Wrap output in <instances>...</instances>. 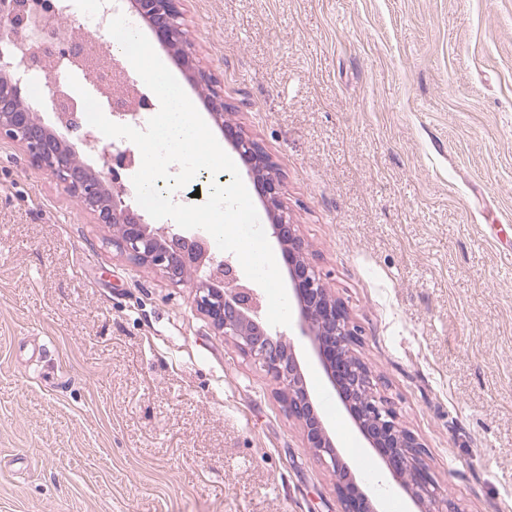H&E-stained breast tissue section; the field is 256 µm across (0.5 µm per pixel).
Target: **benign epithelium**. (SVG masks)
<instances>
[{
	"instance_id": "1",
	"label": "benign epithelium",
	"mask_w": 512,
	"mask_h": 512,
	"mask_svg": "<svg viewBox=\"0 0 512 512\" xmlns=\"http://www.w3.org/2000/svg\"><path fill=\"white\" fill-rule=\"evenodd\" d=\"M180 2L137 0L157 40L168 46L182 32ZM25 12L24 0H0V39L8 38L15 45L8 52L0 50V140L17 144L34 168L51 173L97 223L113 225L117 229L114 246L134 264L157 270L174 285L193 279L196 307L211 326L235 341L282 385L288 414L300 423L308 447L336 477L343 512H376L374 493L358 485L335 448L313 403L294 346L264 320L259 295L249 279L230 257L209 253L200 232L146 221L130 200L128 174L136 166L133 150L113 152L105 173L85 163L81 154L88 153L97 137L86 129L78 101L67 97L49 63L18 53ZM54 20L51 38L56 50L72 51L77 45L72 24L66 17ZM28 63L46 73L53 128L38 121L22 99L23 82L16 72ZM208 107L210 118L224 128V96L209 98ZM232 144L248 164L261 156L254 141L234 134ZM256 179L261 181L262 195L277 203L279 180L274 171L269 169ZM270 228L286 267L300 336L308 341L318 367L359 433L420 512H457L450 496L440 491L424 467L418 438L400 423L391 403L372 391L371 371L354 351L362 330L350 321L344 306L329 294L320 272L303 256L288 216L280 214Z\"/></svg>"
}]
</instances>
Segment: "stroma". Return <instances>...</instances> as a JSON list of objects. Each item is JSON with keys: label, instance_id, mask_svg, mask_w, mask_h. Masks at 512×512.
I'll use <instances>...</instances> for the list:
<instances>
[{"label": "stroma", "instance_id": "1", "mask_svg": "<svg viewBox=\"0 0 512 512\" xmlns=\"http://www.w3.org/2000/svg\"><path fill=\"white\" fill-rule=\"evenodd\" d=\"M357 353L458 512H512V0H182ZM262 227L278 205L254 199ZM0 140V512H342L279 384ZM357 481L382 463L295 327Z\"/></svg>", "mask_w": 512, "mask_h": 512}]
</instances>
